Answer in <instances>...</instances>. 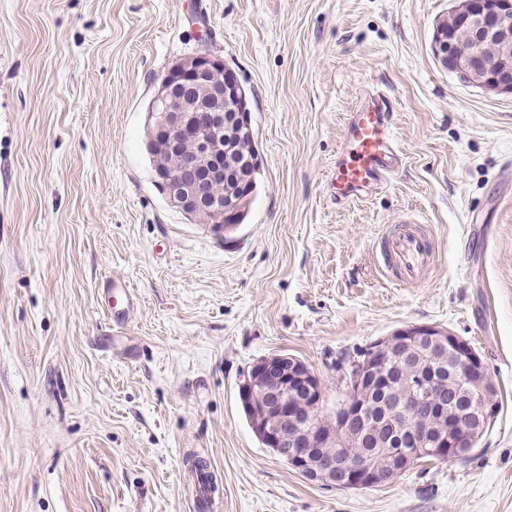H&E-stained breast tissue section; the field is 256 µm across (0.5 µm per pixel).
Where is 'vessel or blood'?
<instances>
[{
  "instance_id": "vessel-or-blood-1",
  "label": "vessel or blood",
  "mask_w": 512,
  "mask_h": 512,
  "mask_svg": "<svg viewBox=\"0 0 512 512\" xmlns=\"http://www.w3.org/2000/svg\"><path fill=\"white\" fill-rule=\"evenodd\" d=\"M402 162L387 102L381 96L370 98L347 117L345 136L327 178L329 196L339 203L362 197L382 186ZM384 252L389 267L406 283L422 280L434 259L427 230L414 220L397 225L385 237ZM106 293L120 299L126 312L139 303L133 287L122 281L109 283Z\"/></svg>"
}]
</instances>
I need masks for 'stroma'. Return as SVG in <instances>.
I'll list each match as a JSON object with an SVG mask.
<instances>
[{
    "instance_id": "1",
    "label": "stroma",
    "mask_w": 512,
    "mask_h": 512,
    "mask_svg": "<svg viewBox=\"0 0 512 512\" xmlns=\"http://www.w3.org/2000/svg\"><path fill=\"white\" fill-rule=\"evenodd\" d=\"M452 0H0V512H512V94L445 69ZM208 49L250 97L261 155L245 224L224 237L172 208L146 150L160 78ZM378 90L403 156L338 204L344 121ZM435 252L384 276L407 217ZM128 281L124 322L101 289ZM429 324L467 340L497 389L470 457L340 490L253 433L239 387L288 353L322 380L376 339Z\"/></svg>"
}]
</instances>
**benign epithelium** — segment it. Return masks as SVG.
<instances>
[{
	"label": "benign epithelium",
	"mask_w": 512,
	"mask_h": 512,
	"mask_svg": "<svg viewBox=\"0 0 512 512\" xmlns=\"http://www.w3.org/2000/svg\"><path fill=\"white\" fill-rule=\"evenodd\" d=\"M450 18L462 28L471 48L457 52V34H433L434 56L447 64L448 70L489 92L512 94V60L492 53L486 46L512 44V0H457ZM222 60L208 53L169 69L160 79L152 99L147 137L150 142H165L177 149L188 141L205 142L224 127V113L202 103L193 112L184 111L171 94L179 85H206L213 68ZM242 85L236 73L224 71V85L210 90L220 99L236 95ZM211 160L201 153L185 152L174 168L155 169L156 183L171 206L186 214L203 218L199 200L210 191L224 171L208 167ZM222 222L212 226L219 236L239 222V212L216 204ZM424 345L446 346L462 364L456 375L483 387L474 402L458 405L456 393L434 373L412 365L411 348ZM349 401L342 408V418L334 427L316 421L325 392L320 378L307 365L288 354H272L256 362L240 386V400L255 412L251 428L261 443L272 449L288 465L306 479L327 487L355 489L380 482V472L373 468L370 457L353 456L337 450L346 438L357 447L367 448L380 438L391 442L403 433L412 435L416 448L394 452L388 461L389 475L405 471L408 461L416 456L440 460L461 459L471 454L474 444L496 414L492 393L485 387L493 383L481 357L461 337L432 325H413L398 329L391 336L374 341L360 358L351 362L344 375ZM395 382L400 399L384 410L380 423H375L368 405L361 400L364 388L377 380ZM410 408L419 420L429 423L441 415L448 416V433L432 436L419 424L402 417Z\"/></svg>",
	"instance_id": "7a95c632"
}]
</instances>
